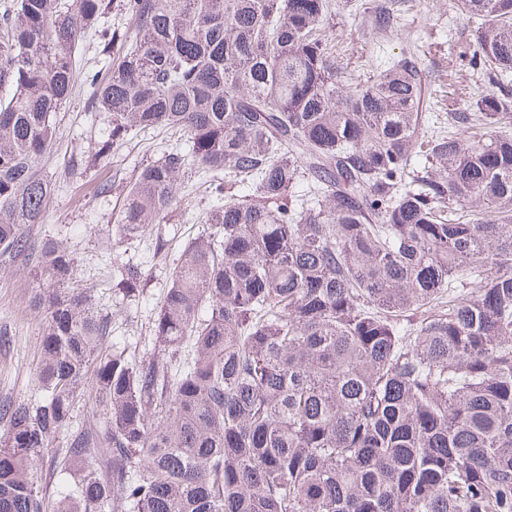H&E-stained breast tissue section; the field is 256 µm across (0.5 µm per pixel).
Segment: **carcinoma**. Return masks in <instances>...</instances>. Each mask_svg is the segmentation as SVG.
Returning <instances> with one entry per match:
<instances>
[{
    "label": "carcinoma",
    "instance_id": "carcinoma-1",
    "mask_svg": "<svg viewBox=\"0 0 512 512\" xmlns=\"http://www.w3.org/2000/svg\"><path fill=\"white\" fill-rule=\"evenodd\" d=\"M112 2L0 0V260L54 284L32 300L40 396L0 402V512H512V95L470 99L447 133L412 55L342 91L335 0H123L121 32ZM458 8L500 83L512 0ZM79 80L108 114L95 155L185 137L126 185L112 236L166 252L179 185L209 182L210 231L181 247L140 358L63 287L73 252L26 234ZM144 280L128 266L113 293ZM84 397L98 420L73 429ZM61 433L51 503L34 466Z\"/></svg>",
    "mask_w": 512,
    "mask_h": 512
}]
</instances>
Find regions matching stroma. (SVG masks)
<instances>
[{"label":"stroma","instance_id":"35a3bbf8","mask_svg":"<svg viewBox=\"0 0 512 512\" xmlns=\"http://www.w3.org/2000/svg\"><path fill=\"white\" fill-rule=\"evenodd\" d=\"M394 10V32L379 34L370 16H351L340 6L330 22L329 33L347 64L345 88L366 82L382 68L389 57L409 48L422 50L419 61L424 100H431L434 89L454 83L480 93L489 84L473 69L461 51L475 27V20L462 17L457 0H387ZM58 134L49 155L41 163L52 191L43 223L31 225L28 234L42 243L53 241L73 251L78 267L73 285L89 295L100 313L110 321L111 339L135 344L149 334L150 316L167 284L169 271L178 252L153 255L150 239L120 242L112 238V224L123 208L122 185L135 178L139 168L157 160L175 147V136L150 132L94 158L97 140L107 120L103 114L85 109V96L75 91L57 116ZM90 156L83 175L66 177L65 169L73 155ZM110 183L100 192L101 183ZM209 198L202 187L193 184L180 192V202L163 223L162 230L177 244L196 236ZM146 263L151 279L137 304L119 308L112 298V275L125 263ZM45 278L38 268L23 260L0 262V401L28 398L39 393L35 368L39 359L42 324L31 307L36 288Z\"/></svg>","mask_w":512,"mask_h":512}]
</instances>
